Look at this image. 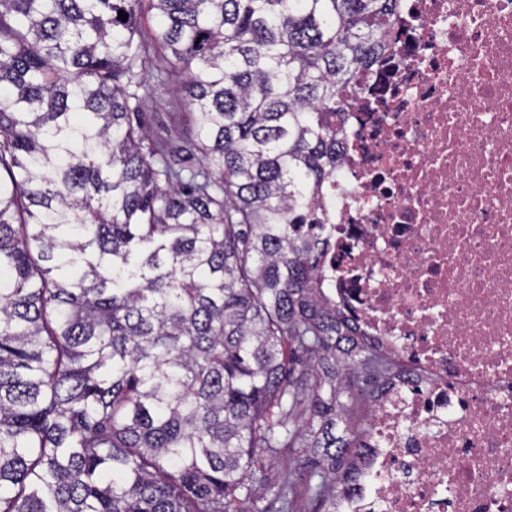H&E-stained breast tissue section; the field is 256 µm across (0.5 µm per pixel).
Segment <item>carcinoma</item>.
I'll return each instance as SVG.
<instances>
[{
    "mask_svg": "<svg viewBox=\"0 0 512 512\" xmlns=\"http://www.w3.org/2000/svg\"><path fill=\"white\" fill-rule=\"evenodd\" d=\"M404 2L0 0V512H247L290 448L280 512L333 499L391 364L340 349L321 199ZM160 95L164 100L161 101L160 105L151 108L147 114L149 132L152 136L156 137L165 136L170 125V112L173 111V108L171 105H168L165 100L176 101L165 93L163 89H161ZM269 483L259 489L246 507L251 512H276L278 503L275 500V492L281 482L292 481L300 488L309 480L312 469L307 463L306 455L300 448H292L287 454H281L276 458L265 461Z\"/></svg>",
    "mask_w": 512,
    "mask_h": 512,
    "instance_id": "carcinoma-1",
    "label": "carcinoma"
}]
</instances>
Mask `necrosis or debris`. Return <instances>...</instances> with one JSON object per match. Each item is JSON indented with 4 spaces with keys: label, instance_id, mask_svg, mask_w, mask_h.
<instances>
[{
    "label": "necrosis or debris",
    "instance_id": "obj_1",
    "mask_svg": "<svg viewBox=\"0 0 512 512\" xmlns=\"http://www.w3.org/2000/svg\"><path fill=\"white\" fill-rule=\"evenodd\" d=\"M347 106L321 285L394 361L333 512H512V0H407Z\"/></svg>",
    "mask_w": 512,
    "mask_h": 512
}]
</instances>
